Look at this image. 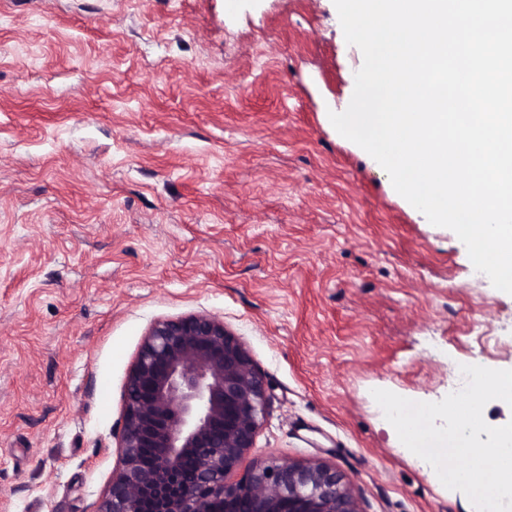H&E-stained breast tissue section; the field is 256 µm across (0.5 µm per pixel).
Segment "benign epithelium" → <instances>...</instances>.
Instances as JSON below:
<instances>
[{"label": "benign epithelium", "instance_id": "obj_1", "mask_svg": "<svg viewBox=\"0 0 512 512\" xmlns=\"http://www.w3.org/2000/svg\"><path fill=\"white\" fill-rule=\"evenodd\" d=\"M269 402L246 346L205 312L153 323L128 374L119 465L96 512H363L319 459L239 472Z\"/></svg>", "mask_w": 512, "mask_h": 512}]
</instances>
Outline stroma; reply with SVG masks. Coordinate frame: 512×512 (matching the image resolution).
Here are the masks:
<instances>
[{
  "label": "stroma",
  "instance_id": "1",
  "mask_svg": "<svg viewBox=\"0 0 512 512\" xmlns=\"http://www.w3.org/2000/svg\"><path fill=\"white\" fill-rule=\"evenodd\" d=\"M362 62L333 0H0V512H95L146 333L197 312L268 386L242 468L470 512L372 392L512 369V295L331 124Z\"/></svg>",
  "mask_w": 512,
  "mask_h": 512
}]
</instances>
